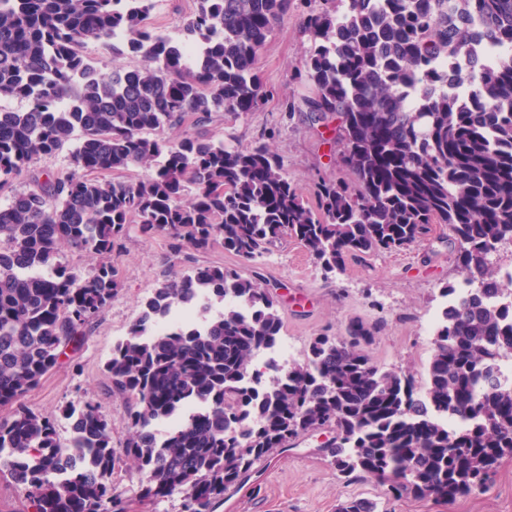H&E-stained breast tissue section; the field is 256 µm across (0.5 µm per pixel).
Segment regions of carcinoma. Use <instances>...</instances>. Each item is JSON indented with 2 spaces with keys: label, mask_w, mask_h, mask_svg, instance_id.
Instances as JSON below:
<instances>
[{
  "label": "carcinoma",
  "mask_w": 512,
  "mask_h": 512,
  "mask_svg": "<svg viewBox=\"0 0 512 512\" xmlns=\"http://www.w3.org/2000/svg\"><path fill=\"white\" fill-rule=\"evenodd\" d=\"M154 0H0V187L79 133L69 166L0 207V456L35 512H128L109 482L128 459L139 497L175 494L184 512H212L277 449L323 428L343 474L361 472L398 497L450 500L485 487L512 456V387L496 360L512 353V308L490 255L512 242V0H194L175 42L147 25ZM312 47L294 73L307 93L282 103L332 131L346 176L318 178L310 205L283 160L259 137L245 149L206 126L220 112L257 108L256 70L288 12ZM91 44L147 65L106 72ZM150 170L134 182L89 173ZM448 228L459 273L475 292L442 311L425 395L408 377L370 363L376 330L314 338L283 373L253 367L277 343L271 291L242 269L196 264L140 302L105 371L125 403L128 434L112 445L98 405L65 411L70 449L53 419L23 403L65 350L80 344L118 292L112 252L134 234L161 235L170 253L215 244L249 262L287 237L327 272L396 252ZM98 257L78 281L62 246ZM235 304L202 326L151 330L177 302ZM249 308L244 313L240 306ZM198 403L157 436L152 424ZM467 421L450 430L437 417ZM351 499L338 512H376Z\"/></svg>",
  "instance_id": "carcinoma-1"
}]
</instances>
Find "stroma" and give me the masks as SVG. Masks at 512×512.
<instances>
[{
  "instance_id": "1",
  "label": "stroma",
  "mask_w": 512,
  "mask_h": 512,
  "mask_svg": "<svg viewBox=\"0 0 512 512\" xmlns=\"http://www.w3.org/2000/svg\"><path fill=\"white\" fill-rule=\"evenodd\" d=\"M193 7L194 0H155L147 24L172 40H182L183 22ZM310 47L296 17L278 24L257 63L266 88L262 103L254 111L236 117L224 115L208 126L209 131L224 134L229 145L243 149L261 129H274L270 145L283 157L288 178L305 195L310 192L313 176L333 178L340 172L336 149L328 143L325 127L279 122L282 102L304 92L292 75ZM71 150L67 144L34 160L7 187L0 188V206L14 194L31 189L35 178L65 168ZM445 234L443 226L433 225L429 236L410 247L375 254L361 262L348 261L345 271L336 275L325 273L291 238L246 264L219 245L197 254L195 262L242 266L261 273L283 317L281 337L294 345L297 358L305 357L315 336L343 334L356 322L377 330L374 339L363 347L374 365L399 370L421 386L434 353V339L424 334L422 323L429 312L441 310L444 285L456 284L460 278L456 251L448 245ZM112 261L120 271L119 290L112 302L85 344L62 357L24 399L30 409L55 420L64 445L70 439L65 407L87 401L100 405L107 415L113 440L125 438L124 405L112 396L104 364L113 344L127 336L137 322L141 299L168 276L184 273L191 265L171 256L164 238L157 235L127 239L121 251L113 253ZM333 437L329 429L301 436L290 449L263 463L249 483L228 492L216 512H336L339 503L353 498L373 500L378 512H512V457L500 461L486 489L467 497L454 501L396 498L377 478L339 472L323 451ZM112 482L130 500L133 512L182 510L177 496L157 505L139 502L140 476L133 463L122 464Z\"/></svg>"
}]
</instances>
